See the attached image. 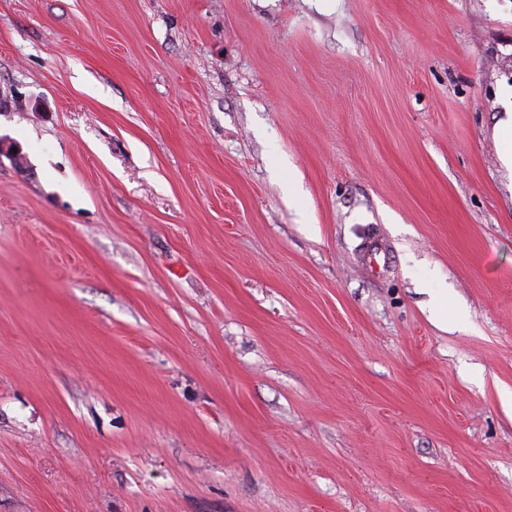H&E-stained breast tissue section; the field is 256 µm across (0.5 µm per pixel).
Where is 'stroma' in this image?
Wrapping results in <instances>:
<instances>
[{"instance_id":"35a3bbf8","label":"stroma","mask_w":512,"mask_h":512,"mask_svg":"<svg viewBox=\"0 0 512 512\" xmlns=\"http://www.w3.org/2000/svg\"><path fill=\"white\" fill-rule=\"evenodd\" d=\"M511 105L512 0H0V512H512Z\"/></svg>"}]
</instances>
